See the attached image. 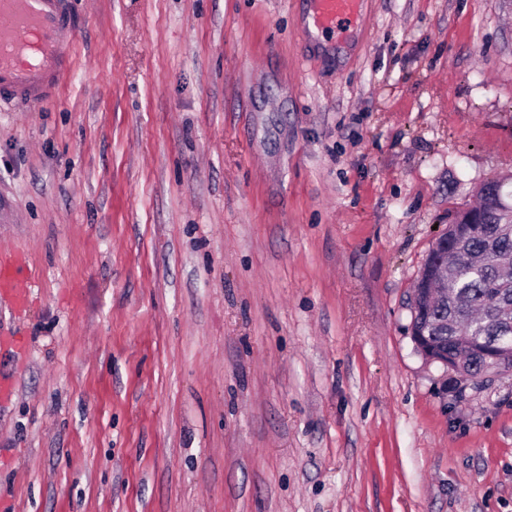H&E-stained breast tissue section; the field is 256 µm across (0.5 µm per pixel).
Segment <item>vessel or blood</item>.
I'll return each mask as SVG.
<instances>
[{"mask_svg":"<svg viewBox=\"0 0 512 512\" xmlns=\"http://www.w3.org/2000/svg\"><path fill=\"white\" fill-rule=\"evenodd\" d=\"M361 0H313L312 17L323 31L343 34L359 14ZM79 19L63 0H0V94L42 105L69 66ZM26 266L0 264V297L26 307Z\"/></svg>","mask_w":512,"mask_h":512,"instance_id":"b4317fda","label":"vessel or blood"}]
</instances>
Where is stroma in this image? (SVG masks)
<instances>
[{
    "instance_id": "stroma-1",
    "label": "stroma",
    "mask_w": 512,
    "mask_h": 512,
    "mask_svg": "<svg viewBox=\"0 0 512 512\" xmlns=\"http://www.w3.org/2000/svg\"><path fill=\"white\" fill-rule=\"evenodd\" d=\"M0 101V512H512V370L410 336L449 216L512 175V0H65ZM64 0H0V98L42 105L68 69L79 19ZM361 0H313L314 25L322 30L345 33L358 19ZM27 273L24 265L14 262L0 264V297L9 298L17 310L26 307L28 302L27 292L22 288Z\"/></svg>"
}]
</instances>
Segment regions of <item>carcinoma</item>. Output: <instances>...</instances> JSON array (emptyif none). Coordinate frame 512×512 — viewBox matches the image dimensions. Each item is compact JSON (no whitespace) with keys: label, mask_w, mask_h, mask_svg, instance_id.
<instances>
[{"label":"carcinoma","mask_w":512,"mask_h":512,"mask_svg":"<svg viewBox=\"0 0 512 512\" xmlns=\"http://www.w3.org/2000/svg\"><path fill=\"white\" fill-rule=\"evenodd\" d=\"M511 184L483 183L478 205L454 212L413 292L411 335L423 337L429 356L475 376L502 353L499 368L512 369V211L498 202Z\"/></svg>","instance_id":"1"}]
</instances>
